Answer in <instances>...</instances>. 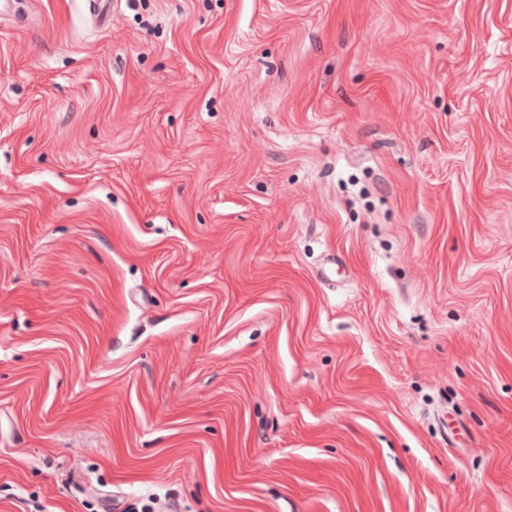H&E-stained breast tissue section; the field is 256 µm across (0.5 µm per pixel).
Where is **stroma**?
<instances>
[{
    "label": "stroma",
    "instance_id": "1",
    "mask_svg": "<svg viewBox=\"0 0 512 512\" xmlns=\"http://www.w3.org/2000/svg\"><path fill=\"white\" fill-rule=\"evenodd\" d=\"M512 512V0L0 15V512Z\"/></svg>",
    "mask_w": 512,
    "mask_h": 512
}]
</instances>
